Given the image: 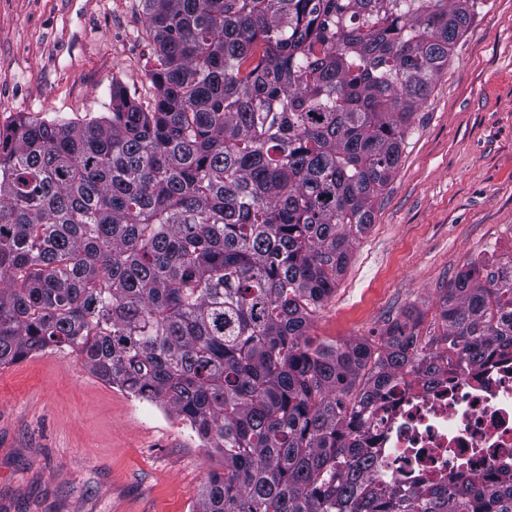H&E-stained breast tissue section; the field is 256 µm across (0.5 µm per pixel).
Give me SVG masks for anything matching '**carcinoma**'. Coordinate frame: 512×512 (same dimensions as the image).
Instances as JSON below:
<instances>
[{
	"label": "carcinoma",
	"mask_w": 512,
	"mask_h": 512,
	"mask_svg": "<svg viewBox=\"0 0 512 512\" xmlns=\"http://www.w3.org/2000/svg\"><path fill=\"white\" fill-rule=\"evenodd\" d=\"M156 95L0 129V366L69 348L220 454L198 512H512L505 478L403 493L363 412L406 377L512 348V256L366 339L311 313L483 0H143Z\"/></svg>",
	"instance_id": "carcinoma-1"
}]
</instances>
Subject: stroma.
<instances>
[{
	"label": "stroma",
	"instance_id": "35a3bbf8",
	"mask_svg": "<svg viewBox=\"0 0 512 512\" xmlns=\"http://www.w3.org/2000/svg\"><path fill=\"white\" fill-rule=\"evenodd\" d=\"M154 43L141 0H0V128L27 115L142 102ZM512 252V0H487L415 108L399 166L310 336L379 341L470 261ZM215 449L167 408L92 374L68 349L0 368V512H195Z\"/></svg>",
	"mask_w": 512,
	"mask_h": 512
}]
</instances>
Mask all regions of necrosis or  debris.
I'll return each instance as SVG.
<instances>
[{
    "label": "necrosis or debris",
    "mask_w": 512,
    "mask_h": 512,
    "mask_svg": "<svg viewBox=\"0 0 512 512\" xmlns=\"http://www.w3.org/2000/svg\"><path fill=\"white\" fill-rule=\"evenodd\" d=\"M363 426L374 438L377 484L411 490L469 474L500 476L512 465V354L480 368L456 360L429 386L406 380Z\"/></svg>",
    "instance_id": "4bbe7bcc"
}]
</instances>
